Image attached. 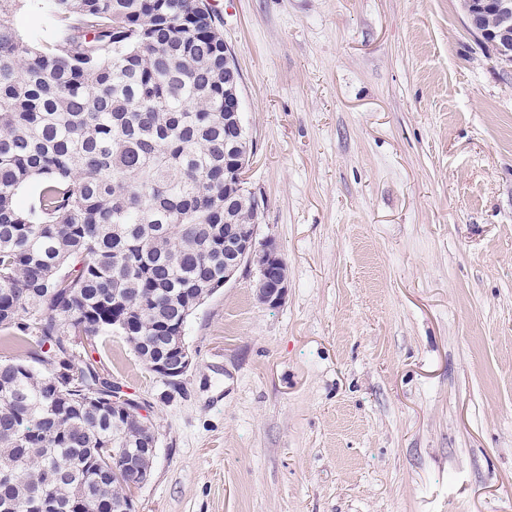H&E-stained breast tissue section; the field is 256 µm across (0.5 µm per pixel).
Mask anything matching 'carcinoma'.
<instances>
[{"label":"carcinoma","instance_id":"obj_1","mask_svg":"<svg viewBox=\"0 0 512 512\" xmlns=\"http://www.w3.org/2000/svg\"><path fill=\"white\" fill-rule=\"evenodd\" d=\"M24 2L0 0V342L19 349L0 359V512H103L143 429L112 417L124 392L71 337L116 331L148 366L224 287L231 73L204 0H48L34 44ZM39 3H42V8H37V6L35 8L23 6L21 9H18L13 16L15 27L22 36L30 42L46 37L47 35V5L45 2Z\"/></svg>","mask_w":512,"mask_h":512}]
</instances>
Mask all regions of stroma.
I'll list each match as a JSON object with an SVG mask.
<instances>
[{"label":"stroma","instance_id":"35a3bbf8","mask_svg":"<svg viewBox=\"0 0 512 512\" xmlns=\"http://www.w3.org/2000/svg\"><path fill=\"white\" fill-rule=\"evenodd\" d=\"M240 70L259 239L164 386L137 512H512V67L462 0H210Z\"/></svg>","mask_w":512,"mask_h":512}]
</instances>
